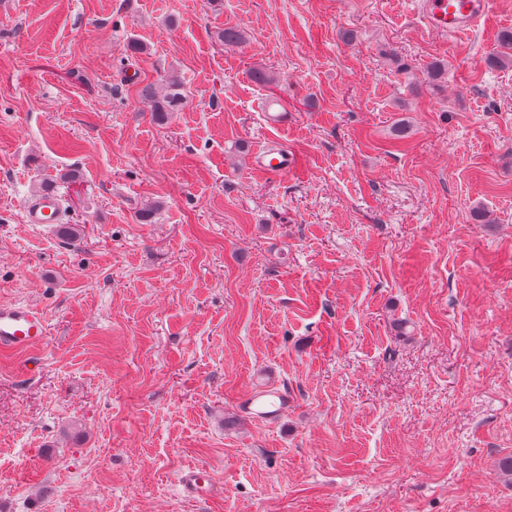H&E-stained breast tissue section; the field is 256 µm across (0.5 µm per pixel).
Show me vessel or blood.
I'll use <instances>...</instances> for the list:
<instances>
[{
    "label": "vessel or blood",
    "instance_id": "b4317fda",
    "mask_svg": "<svg viewBox=\"0 0 512 512\" xmlns=\"http://www.w3.org/2000/svg\"><path fill=\"white\" fill-rule=\"evenodd\" d=\"M423 18L434 30L455 37L471 32L485 21L490 9L489 0H423ZM294 159L286 149L266 150L258 155L257 171L282 176L293 167ZM23 221L27 224H61L65 209L61 198L52 192L26 199L22 206ZM48 334L42 313L21 302L0 303V351L4 353L27 350L42 343ZM246 413L262 422L276 421L285 409V401L268 390L255 391L243 405ZM179 483L192 498H211L216 491L212 473L204 468L182 471Z\"/></svg>",
    "mask_w": 512,
    "mask_h": 512
}]
</instances>
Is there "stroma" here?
<instances>
[{
    "instance_id": "obj_1",
    "label": "stroma",
    "mask_w": 512,
    "mask_h": 512,
    "mask_svg": "<svg viewBox=\"0 0 512 512\" xmlns=\"http://www.w3.org/2000/svg\"><path fill=\"white\" fill-rule=\"evenodd\" d=\"M507 30L512 0L457 38L414 0H0V302L49 329L0 353V512H512ZM44 181L78 241L24 223ZM142 93L153 100L154 116L157 120H163L167 116V112H175L184 108L186 97L183 93L182 85L176 79L168 81L163 91L158 92L157 89L148 85L143 88ZM257 155L258 163L255 170L263 174L288 175V171L294 165V159L288 153V149L266 150ZM285 399L271 390L255 391L246 399L243 409L250 414L252 418L262 422H274L283 413ZM179 483L185 494L192 498H211L217 489L214 476L205 468L189 467L183 470Z\"/></svg>"
}]
</instances>
